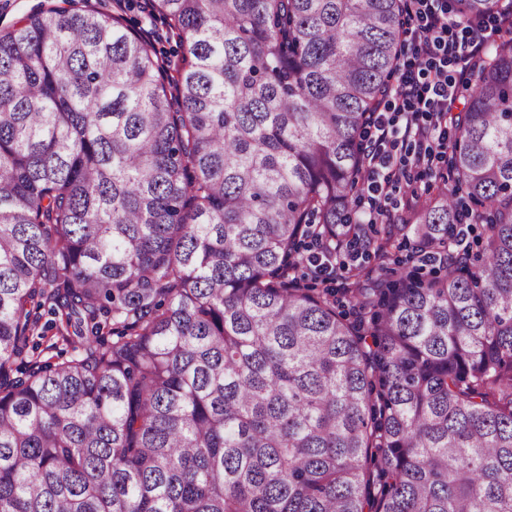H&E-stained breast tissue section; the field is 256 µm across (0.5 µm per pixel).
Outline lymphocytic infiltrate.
Segmentation results:
<instances>
[{
  "mask_svg": "<svg viewBox=\"0 0 512 512\" xmlns=\"http://www.w3.org/2000/svg\"><path fill=\"white\" fill-rule=\"evenodd\" d=\"M405 61L387 100L374 112L361 157L362 223L391 224L403 178L433 171L448 150V119L458 84L467 81L492 38L487 26H457L448 0H406ZM368 246L360 235L314 240L308 262L329 280L357 262Z\"/></svg>",
  "mask_w": 512,
  "mask_h": 512,
  "instance_id": "obj_1",
  "label": "lymphocytic infiltrate"
}]
</instances>
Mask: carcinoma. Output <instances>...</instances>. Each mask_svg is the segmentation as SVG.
Listing matches in <instances>:
<instances>
[{
	"label": "carcinoma",
	"mask_w": 512,
	"mask_h": 512,
	"mask_svg": "<svg viewBox=\"0 0 512 512\" xmlns=\"http://www.w3.org/2000/svg\"><path fill=\"white\" fill-rule=\"evenodd\" d=\"M80 2L0 32V512H512V28L411 225L475 247L336 290L288 271L352 223L405 0H151L175 76ZM51 320H53V317L47 313V311L41 309L39 311V321H38V329L36 332V335L33 337V341H40L43 342V346H39V349L37 350V353L41 351L47 344L55 343L54 346H56L55 349H53L51 352H44L42 354V357L48 358L52 355H64V357H68L71 353V347L69 344L65 341H63L59 336L60 334L57 333V330L52 329L51 327ZM45 335L47 338L45 340H40L38 336ZM51 337V341L49 342V338ZM48 341V342H47Z\"/></svg>",
	"instance_id": "carcinoma-1"
}]
</instances>
